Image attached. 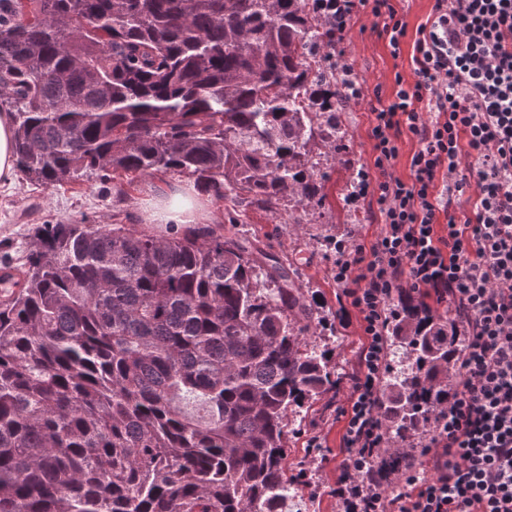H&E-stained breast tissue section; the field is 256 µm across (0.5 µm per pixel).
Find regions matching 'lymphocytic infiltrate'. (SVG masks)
Segmentation results:
<instances>
[{"label":"lymphocytic infiltrate","mask_w":512,"mask_h":512,"mask_svg":"<svg viewBox=\"0 0 512 512\" xmlns=\"http://www.w3.org/2000/svg\"><path fill=\"white\" fill-rule=\"evenodd\" d=\"M346 105L366 104L372 160L345 202L376 210L372 241L349 235L333 274L362 336L348 393L336 512H512V0H435L410 55L414 81L368 88L346 59L361 14L392 57L408 23L394 0H319ZM410 138V177L395 173ZM450 302L470 332L458 382L434 414L428 444L398 448L377 415L385 328L394 296ZM396 448L405 489L388 491L379 460Z\"/></svg>","instance_id":"f902f5d3"}]
</instances>
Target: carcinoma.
Here are the masks:
<instances>
[{
    "instance_id": "obj_1",
    "label": "carcinoma",
    "mask_w": 512,
    "mask_h": 512,
    "mask_svg": "<svg viewBox=\"0 0 512 512\" xmlns=\"http://www.w3.org/2000/svg\"><path fill=\"white\" fill-rule=\"evenodd\" d=\"M313 0H0V110L18 172L173 174L228 225L37 224L0 262V512H300L292 425L336 395L329 322L238 228L313 224L348 150ZM379 416L401 443L448 402L468 336L399 301Z\"/></svg>"
}]
</instances>
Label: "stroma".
Listing matches in <instances>:
<instances>
[{
  "mask_svg": "<svg viewBox=\"0 0 512 512\" xmlns=\"http://www.w3.org/2000/svg\"><path fill=\"white\" fill-rule=\"evenodd\" d=\"M373 20L367 16L356 19L348 35L347 60L367 86L382 85L384 93H391L395 75L412 79L408 55L392 58L385 40L378 38L372 29ZM350 171L346 166L331 170L324 184V225L338 238L357 232L364 240H371L380 225L374 214L361 213L359 219L349 220L348 209L339 199V190ZM185 177L178 175L146 177L133 185L124 186L122 193H115L111 185L101 183L96 177H85L73 184L58 187L32 185L22 179L0 184V261L19 262L29 245V228L47 222L73 223L90 219L96 224L111 223L120 217L122 223H140V211L150 201L176 186L185 184ZM248 233L269 242L274 253L287 257L294 253L304 257V272L317 289L319 300L326 310L337 312L341 291L331 276L336 258L333 249L317 244L308 232L291 233L287 224L268 223L266 217L251 214L246 226ZM348 382H340L336 396L329 403H316L299 432L288 443V464L291 470L307 468L308 487L302 488V512H336V501L329 490L336 481L337 453L342 425L336 420L348 391ZM320 435L322 446L317 451L318 463L305 464L307 441Z\"/></svg>",
  "mask_w": 512,
  "mask_h": 512,
  "instance_id": "obj_1",
  "label": "stroma"
}]
</instances>
